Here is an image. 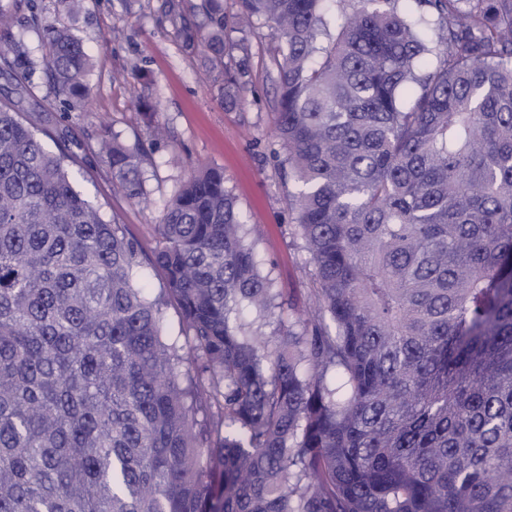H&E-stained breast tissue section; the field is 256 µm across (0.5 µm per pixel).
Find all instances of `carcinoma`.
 Masks as SVG:
<instances>
[{
    "label": "carcinoma",
    "instance_id": "carcinoma-1",
    "mask_svg": "<svg viewBox=\"0 0 512 512\" xmlns=\"http://www.w3.org/2000/svg\"><path fill=\"white\" fill-rule=\"evenodd\" d=\"M238 2L203 0L191 39L230 105L226 28L260 20L278 43L318 311L279 300L215 168L154 225L150 296L140 241L1 103L0 512H512V0H419L429 39L398 0ZM45 39L82 102L91 55L64 27ZM0 63L30 65L16 44ZM105 151L145 198L139 153Z\"/></svg>",
    "mask_w": 512,
    "mask_h": 512
}]
</instances>
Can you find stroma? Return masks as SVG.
<instances>
[{"label":"stroma","instance_id":"35a3bbf8","mask_svg":"<svg viewBox=\"0 0 512 512\" xmlns=\"http://www.w3.org/2000/svg\"><path fill=\"white\" fill-rule=\"evenodd\" d=\"M171 1L84 0L72 15L60 0H0L12 17L9 27L0 28V46L22 44L31 61L20 80L0 75V99L31 116L45 147L67 154L76 188L148 251L175 190L198 170L222 169L253 229L262 269L295 310H303L312 267L302 240L289 232L294 186L282 174L274 123L277 43L260 22L243 34L226 32L224 61L243 86L242 102L228 106L220 93L223 74L186 39L204 21L201 0H175L176 15ZM48 25L70 28L93 58L81 109L63 103L43 67ZM112 139L141 147L146 202L127 197L113 181L101 151L102 141Z\"/></svg>","mask_w":512,"mask_h":512}]
</instances>
